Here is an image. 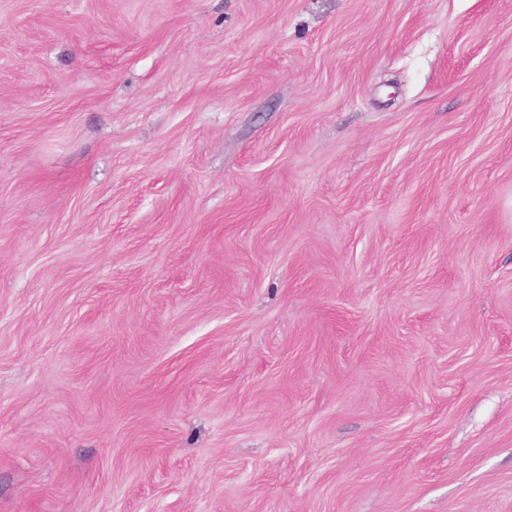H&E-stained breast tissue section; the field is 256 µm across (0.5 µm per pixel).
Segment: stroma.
<instances>
[{"instance_id": "35a3bbf8", "label": "stroma", "mask_w": 512, "mask_h": 512, "mask_svg": "<svg viewBox=\"0 0 512 512\" xmlns=\"http://www.w3.org/2000/svg\"><path fill=\"white\" fill-rule=\"evenodd\" d=\"M0 512H512V0H0Z\"/></svg>"}]
</instances>
